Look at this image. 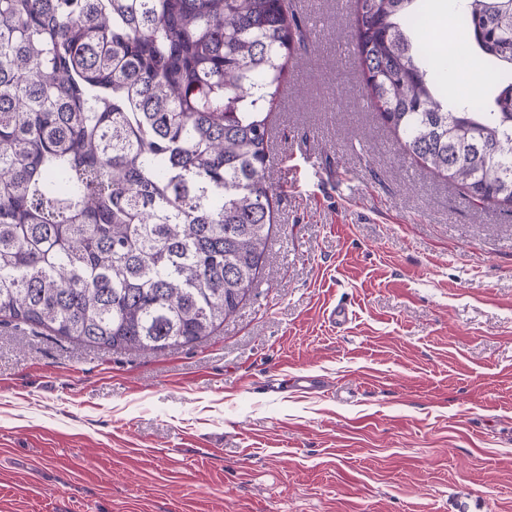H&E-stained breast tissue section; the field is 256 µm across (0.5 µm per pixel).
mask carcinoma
Masks as SVG:
<instances>
[{"mask_svg": "<svg viewBox=\"0 0 512 512\" xmlns=\"http://www.w3.org/2000/svg\"><path fill=\"white\" fill-rule=\"evenodd\" d=\"M416 0H352L367 98L403 153L512 215V0H457L476 98L440 94ZM292 0H0V324L163 352L259 278Z\"/></svg>", "mask_w": 512, "mask_h": 512, "instance_id": "obj_1", "label": "carcinoma"}]
</instances>
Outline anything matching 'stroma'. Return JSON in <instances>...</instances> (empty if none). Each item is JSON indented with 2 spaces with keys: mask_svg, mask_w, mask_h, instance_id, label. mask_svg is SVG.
I'll return each mask as SVG.
<instances>
[{
  "mask_svg": "<svg viewBox=\"0 0 512 512\" xmlns=\"http://www.w3.org/2000/svg\"><path fill=\"white\" fill-rule=\"evenodd\" d=\"M418 8L444 47L455 0ZM300 15L247 300L162 353L1 324L0 512H512V216L403 153L348 0Z\"/></svg>",
  "mask_w": 512,
  "mask_h": 512,
  "instance_id": "35a3bbf8",
  "label": "stroma"
}]
</instances>
